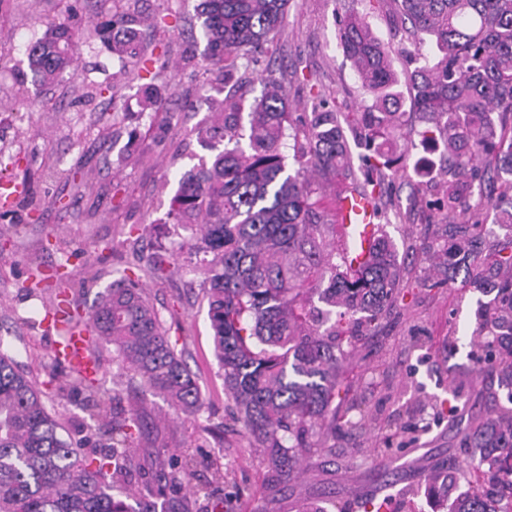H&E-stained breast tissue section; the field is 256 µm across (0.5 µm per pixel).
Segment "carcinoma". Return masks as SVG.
Masks as SVG:
<instances>
[{"mask_svg":"<svg viewBox=\"0 0 512 512\" xmlns=\"http://www.w3.org/2000/svg\"><path fill=\"white\" fill-rule=\"evenodd\" d=\"M121 0L111 19L94 26L112 53L135 60L136 77L155 79L151 60L140 52ZM289 0H199L197 18L205 39L199 65L222 81L238 60L257 52L282 27ZM402 22L428 38L430 62L406 73L416 91L415 109L433 128L422 132L443 147L446 180L425 205L444 220L433 250V285L467 269L464 285L496 299L479 303V336L512 337V236L493 244L482 262L472 260L483 243L479 216L492 211L512 228V0H397ZM342 47L373 103L362 112L315 109L299 129L297 168L286 169L283 140L293 122L281 87L269 83L243 112L224 100V111L199 127L197 136L213 156L184 173L170 200V223L185 232L177 259L204 276V292L224 394L261 464L277 482L298 478L317 452H333L336 431L352 425L355 405L341 396L350 361L343 342L363 328L371 333L390 311L405 269L383 230L369 258L357 268L336 251V220L328 218L321 190L335 184L358 188L378 215L386 182L396 176L404 152L396 135L403 126L398 77L385 47L364 16L350 14L340 30ZM77 48L66 25L50 27L27 51L35 80L62 81ZM359 128V165H354L346 128ZM363 183H358L355 172ZM493 174L469 219L462 203L475 183ZM172 254L156 248L142 269L160 278ZM60 296L58 312L68 325L85 322L112 346L124 370L143 388L190 415L202 405L198 379L178 355L139 280L121 276L99 293L87 316L71 312V296L85 288L61 263L46 276ZM323 307H318V304ZM340 319L332 320L333 313ZM487 368L512 403V354L493 359L494 343L478 340ZM42 390L0 351V512H147L146 502L112 496V483L132 468L130 448L141 420L135 413L99 430L108 448L89 459L81 445L61 437L62 423L50 410L52 397L81 395L90 417H101L119 396L89 373L52 372ZM467 448L483 449L479 465L512 469V408L497 418L461 430ZM425 494L446 512H505L512 483L499 498L473 488L448 498V471L424 475ZM168 512H188L176 486L160 484Z\"/></svg>","mask_w":512,"mask_h":512,"instance_id":"obj_1","label":"carcinoma"}]
</instances>
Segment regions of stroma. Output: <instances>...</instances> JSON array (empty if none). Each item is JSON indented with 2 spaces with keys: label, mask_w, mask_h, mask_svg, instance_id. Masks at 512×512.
Listing matches in <instances>:
<instances>
[{
  "label": "stroma",
  "mask_w": 512,
  "mask_h": 512,
  "mask_svg": "<svg viewBox=\"0 0 512 512\" xmlns=\"http://www.w3.org/2000/svg\"><path fill=\"white\" fill-rule=\"evenodd\" d=\"M196 0H139L136 28L145 54L160 74L159 95L168 109L143 108L141 81L92 31L116 10L115 0H5L0 5V153L10 157L0 180L26 183L41 200L38 212L22 203L0 206V350L31 378L42 382L54 369L51 347L57 331L46 315L52 291L36 288V269L69 262L78 278L94 277L92 288L75 297L87 311L99 292L121 274L134 275L151 252L154 230L167 220L175 178L197 164L204 151L196 130L225 97L251 103L264 83H279L294 118L321 106L333 112H360L371 100L340 44L338 29L349 12L366 14L373 35L388 50L398 73L409 57L429 58L430 42L408 34L388 8L369 0H289L279 34L253 57L239 60L232 81L211 84L201 68L182 56L201 55L205 43L195 16ZM65 22L83 39L67 79L51 87L33 83L26 50L49 23ZM108 86L111 106L86 99L87 91ZM406 113L400 143L408 163L423 161L419 173L390 182L381 198L387 213L406 210V223L386 230L414 285L372 336H360L350 351L348 397L357 408L352 420L368 414L374 429L341 431L336 452L314 457L287 489L275 491L274 475L262 467L258 449L229 428L231 403L213 355L207 303L199 278L187 267L170 265L164 278H142L155 309L198 376L203 405L188 417L170 403L127 381L121 407L143 408L141 435L131 453L134 468L114 484V497L150 496L159 475L194 473L181 493L193 512H297L304 499L324 512H372L363 489L384 502L383 512H435V504L412 482L440 462L452 468L450 493L470 485L475 458L458 447L460 427L473 418L496 416L505 390L490 386L474 359L479 292L462 280L433 288L425 278L431 260L422 249L437 235L439 218L424 200L442 185L440 150L421 143L427 125L414 109L415 92L401 86ZM64 439L82 442L86 457L104 454L97 433L103 420H90L79 396L56 398ZM165 449L168 464L158 469L154 449ZM225 480H217L215 472Z\"/></svg>",
  "instance_id": "35a3bbf8"
}]
</instances>
